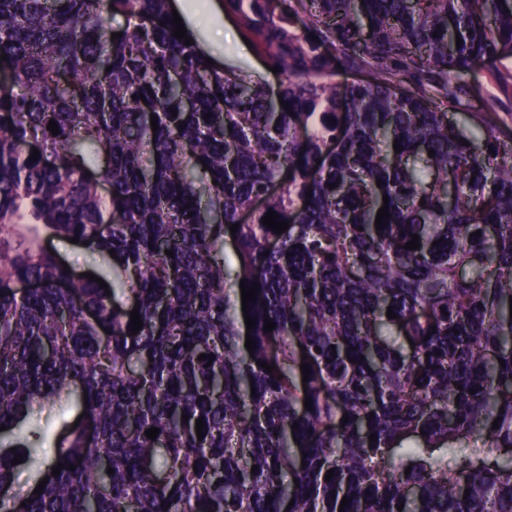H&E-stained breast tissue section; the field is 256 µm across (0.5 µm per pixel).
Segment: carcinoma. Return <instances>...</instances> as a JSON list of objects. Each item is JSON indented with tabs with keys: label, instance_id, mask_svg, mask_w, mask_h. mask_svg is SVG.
I'll use <instances>...</instances> for the list:
<instances>
[{
	"label": "carcinoma",
	"instance_id": "cac0c4a2",
	"mask_svg": "<svg viewBox=\"0 0 512 512\" xmlns=\"http://www.w3.org/2000/svg\"><path fill=\"white\" fill-rule=\"evenodd\" d=\"M229 2L288 108L168 0H0V512H512V143L448 120L512 0ZM57 408L47 456L24 433ZM45 244L55 252L77 273H97L101 271L96 254L79 245L62 241L57 238L45 240Z\"/></svg>",
	"mask_w": 512,
	"mask_h": 512
}]
</instances>
